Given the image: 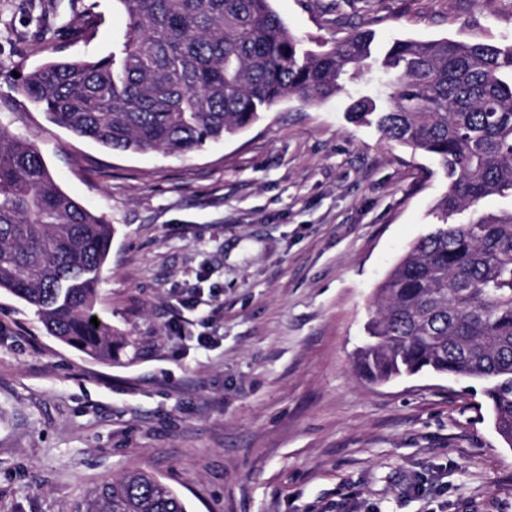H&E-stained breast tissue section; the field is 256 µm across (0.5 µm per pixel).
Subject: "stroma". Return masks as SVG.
<instances>
[{"label":"stroma","instance_id":"35a3bbf8","mask_svg":"<svg viewBox=\"0 0 512 512\" xmlns=\"http://www.w3.org/2000/svg\"><path fill=\"white\" fill-rule=\"evenodd\" d=\"M272 7L309 49L357 27L379 56L512 42V0ZM125 24L113 0H0V122L111 224L96 310L114 336L94 360L0 291V512H70L133 470L188 512H512V446L478 385L354 367L376 288L436 221L438 161L349 122L343 95L169 155L78 137L18 89L49 58L109 53Z\"/></svg>","mask_w":512,"mask_h":512}]
</instances>
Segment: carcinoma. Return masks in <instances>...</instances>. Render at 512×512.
<instances>
[{
    "mask_svg": "<svg viewBox=\"0 0 512 512\" xmlns=\"http://www.w3.org/2000/svg\"><path fill=\"white\" fill-rule=\"evenodd\" d=\"M113 2L126 28L111 52L51 59L20 91L55 124L116 152L185 155L285 100L316 105L374 76L385 95H350V119L434 157L449 184L438 223L377 289L356 369L375 384L421 373L477 381L512 446V209L482 210L491 196L512 197V44L397 38L376 58L360 28L328 49L305 48L271 0ZM111 243L112 225L0 124V290L28 304L48 335L101 362L112 361V326L96 316ZM72 512L187 510L174 488L136 470L97 485Z\"/></svg>",
    "mask_w": 512,
    "mask_h": 512,
    "instance_id": "carcinoma-1",
    "label": "carcinoma"
}]
</instances>
